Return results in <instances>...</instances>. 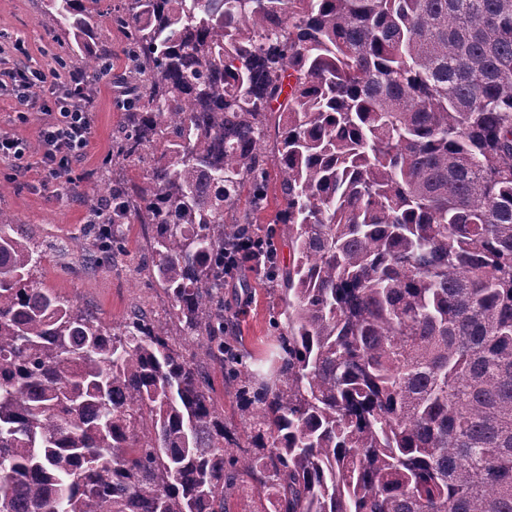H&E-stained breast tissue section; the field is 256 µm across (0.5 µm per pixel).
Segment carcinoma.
I'll list each match as a JSON object with an SVG mask.
<instances>
[{
	"instance_id": "carcinoma-1",
	"label": "carcinoma",
	"mask_w": 512,
	"mask_h": 512,
	"mask_svg": "<svg viewBox=\"0 0 512 512\" xmlns=\"http://www.w3.org/2000/svg\"><path fill=\"white\" fill-rule=\"evenodd\" d=\"M100 2L43 0L45 33L90 87L84 37L124 36L99 223L152 226L168 311L111 327L40 287L0 212V512H512V0ZM271 183L292 259L254 360L219 254ZM206 367L213 383L214 399L218 406L223 407L224 410V425L228 430L240 431L239 429L243 427L240 420V411L233 392H230L224 386V372L216 363L208 362Z\"/></svg>"
}]
</instances>
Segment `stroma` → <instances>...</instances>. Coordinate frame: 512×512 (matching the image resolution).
Returning a JSON list of instances; mask_svg holds the SVG:
<instances>
[{
    "mask_svg": "<svg viewBox=\"0 0 512 512\" xmlns=\"http://www.w3.org/2000/svg\"><path fill=\"white\" fill-rule=\"evenodd\" d=\"M48 18L40 0H0V66L15 62L12 43L24 40L33 67L52 73L64 50L50 42L44 28ZM120 84L103 93L94 103L93 138L89 154L78 162L73 180L63 186L40 187L35 170H19L0 160V211L14 217L43 252L36 277L41 287L51 288L74 305L109 323L123 320L132 306L154 315H164L168 302L154 282L146 265L150 225L124 227L126 252L113 265H90L84 260L95 242L87 220L92 206L100 201L103 188L99 175L112 149V137L121 120L118 101ZM15 99L0 98V128L22 138L29 149L30 162H37L38 131L46 120L39 109H31L26 121L16 119ZM285 307L265 272L245 270L239 279L224 287V308L231 321V334L237 348L258 355L271 339L270 321Z\"/></svg>",
    "mask_w": 512,
    "mask_h": 512,
    "instance_id": "obj_1",
    "label": "stroma"
}]
</instances>
